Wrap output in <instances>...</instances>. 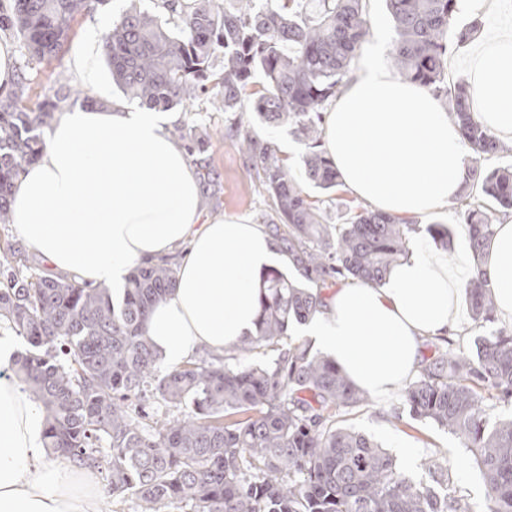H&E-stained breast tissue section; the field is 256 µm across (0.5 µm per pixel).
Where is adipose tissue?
Here are the masks:
<instances>
[{
	"instance_id": "obj_1",
	"label": "adipose tissue",
	"mask_w": 512,
	"mask_h": 512,
	"mask_svg": "<svg viewBox=\"0 0 512 512\" xmlns=\"http://www.w3.org/2000/svg\"><path fill=\"white\" fill-rule=\"evenodd\" d=\"M465 77L478 120L512 141L511 27L482 35ZM173 121L120 102L64 112L21 172L12 216L53 270L93 287H123L133 267L188 243L170 297L146 321L155 349L177 365L255 333L259 275L280 254L245 220L201 223L199 183L169 135ZM324 130L345 186L381 212L424 214L463 191L470 154L458 126L431 91L394 76L381 51L361 60ZM482 269L498 315L512 321V216L497 224ZM466 282L462 264L416 244L380 287L327 289L303 331L354 385L384 398L414 374L424 337L457 331ZM44 429L28 393L1 377L0 512H101L96 472L44 461Z\"/></svg>"
}]
</instances>
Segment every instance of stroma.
<instances>
[{"mask_svg":"<svg viewBox=\"0 0 512 512\" xmlns=\"http://www.w3.org/2000/svg\"><path fill=\"white\" fill-rule=\"evenodd\" d=\"M129 5L130 0H105L102 6L76 18L61 52L40 62L31 61L27 105L37 107L62 85L77 91V99L70 103L74 109L86 108L88 97L97 89L102 91L104 100H123V93L112 81L105 56H98L96 60L97 84L93 87L78 79L75 59L87 44L101 41L109 30L110 21L119 20ZM175 117V127L207 137L206 151L190 158L203 197L202 222L236 217L257 224L262 215L271 211L272 201L258 182L249 176L239 146V134L246 127H254L261 140L274 143L278 150L287 151L293 173L302 171L304 148L289 135L286 127L260 124L249 112L224 111L206 96L176 107ZM414 222L412 241L432 244L428 228L442 224L448 229V256L467 251L469 232L460 202L415 216ZM342 420L344 425L371 437L385 450H392L397 441L404 440L417 449L419 457L436 453L445 455L450 465L448 476L459 495L474 512H483L484 485L478 469L468 461L466 449L446 430L410 416L402 393L372 399L366 407L343 413Z\"/></svg>","mask_w":512,"mask_h":512,"instance_id":"obj_1","label":"stroma"}]
</instances>
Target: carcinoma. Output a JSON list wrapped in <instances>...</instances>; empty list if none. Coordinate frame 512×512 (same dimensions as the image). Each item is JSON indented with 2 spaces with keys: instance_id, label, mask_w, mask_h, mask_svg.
I'll return each instance as SVG.
<instances>
[{
  "instance_id": "cac0c4a2",
  "label": "carcinoma",
  "mask_w": 512,
  "mask_h": 512,
  "mask_svg": "<svg viewBox=\"0 0 512 512\" xmlns=\"http://www.w3.org/2000/svg\"><path fill=\"white\" fill-rule=\"evenodd\" d=\"M106 0H9L0 30L22 37L29 58L55 54L76 16ZM398 75L433 92L468 145L466 182L490 204L466 202L473 266L485 256L500 216L512 214V168L482 162L512 154L475 117L470 90L448 84V34L456 0H385ZM366 0H162L178 31L136 5L104 38L112 78L131 100L169 110L216 91L226 112L247 109L264 124L288 127L305 148L303 180L330 193L341 186L323 149V112L345 86L369 35ZM222 59L220 73L212 70ZM264 84L252 89L255 73ZM25 72L0 97V224L12 223L9 199L24 166L46 145L45 130L72 98L58 89L27 107ZM246 167L273 200L263 220L281 240L299 282L271 269L261 276L255 335L230 357L187 361L161 374L146 336L149 310L167 298L177 270L167 258L129 275L122 297L65 274L42 273L20 249L0 244V321L27 344L11 368L45 413L44 448L79 466L103 470L114 498L135 497L140 512H469L444 479L448 461L422 462L438 492L416 484L393 457L340 423L369 395L336 362L304 344L283 347L295 322L317 309L320 288L336 276L377 287L409 252L413 225L357 205L330 224L270 142L253 129L241 141ZM466 293L478 324L495 319L488 281ZM406 385L410 414L455 435L474 457L487 512H512V418L489 423L488 400L512 402V332L494 330L476 350L451 339L426 343ZM264 348L277 355L251 361ZM191 411L180 418L170 412Z\"/></svg>"
}]
</instances>
